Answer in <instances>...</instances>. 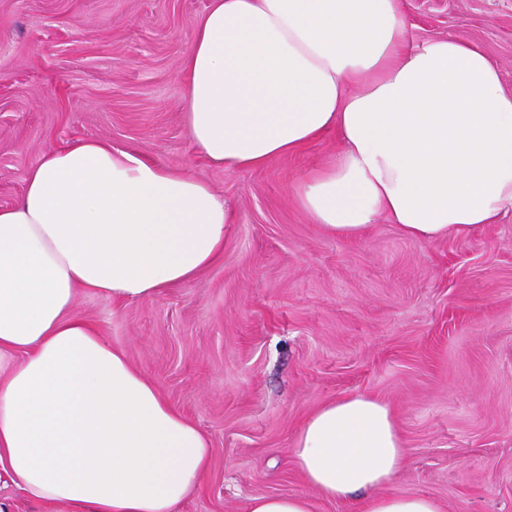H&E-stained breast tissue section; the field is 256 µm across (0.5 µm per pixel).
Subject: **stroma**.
Instances as JSON below:
<instances>
[{"label": "stroma", "instance_id": "1", "mask_svg": "<svg viewBox=\"0 0 512 512\" xmlns=\"http://www.w3.org/2000/svg\"><path fill=\"white\" fill-rule=\"evenodd\" d=\"M209 0H0V206L53 148L98 138L223 196V259L143 300L79 290L97 325L211 442L176 512L304 494L289 449L331 400L385 401L409 450L393 491L512 512V211L422 243L378 219L327 235L296 202L335 133L259 169L211 164L184 122L182 58ZM417 40L480 46L512 92V0H404Z\"/></svg>", "mask_w": 512, "mask_h": 512}]
</instances>
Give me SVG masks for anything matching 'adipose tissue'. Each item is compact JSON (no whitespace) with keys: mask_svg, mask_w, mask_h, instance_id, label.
<instances>
[{"mask_svg":"<svg viewBox=\"0 0 512 512\" xmlns=\"http://www.w3.org/2000/svg\"><path fill=\"white\" fill-rule=\"evenodd\" d=\"M187 129L253 169L329 130L297 191L343 239L388 217L430 242L512 210V93L477 45L415 42L403 0H210L183 60ZM231 216L205 181L85 139L44 153L0 207V482L64 512H174L210 442L121 349L73 316L77 289L152 297L224 255ZM304 482L356 512H442L389 491L407 450L389 406L329 401L290 450Z\"/></svg>","mask_w":512,"mask_h":512,"instance_id":"adipose-tissue-1","label":"adipose tissue"}]
</instances>
